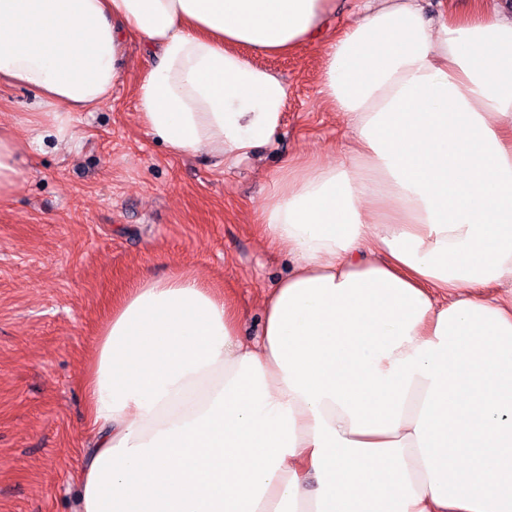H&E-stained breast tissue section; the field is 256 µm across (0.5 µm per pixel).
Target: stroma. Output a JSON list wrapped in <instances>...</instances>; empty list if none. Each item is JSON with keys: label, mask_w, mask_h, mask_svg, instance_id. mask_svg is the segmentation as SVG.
Wrapping results in <instances>:
<instances>
[{"label": "stroma", "mask_w": 512, "mask_h": 512, "mask_svg": "<svg viewBox=\"0 0 512 512\" xmlns=\"http://www.w3.org/2000/svg\"><path fill=\"white\" fill-rule=\"evenodd\" d=\"M288 87L270 143L231 167L171 154L140 125L149 70L128 36L111 98L75 115V146L24 154L0 200V512H70L89 439L84 374L113 304L142 279L189 272L230 297L238 334L262 330L261 298L288 272L255 224L286 161L331 160L344 133L305 48L254 56Z\"/></svg>", "instance_id": "35a3bbf8"}]
</instances>
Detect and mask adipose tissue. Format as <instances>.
Segmentation results:
<instances>
[{"label":"adipose tissue","mask_w":512,"mask_h":512,"mask_svg":"<svg viewBox=\"0 0 512 512\" xmlns=\"http://www.w3.org/2000/svg\"><path fill=\"white\" fill-rule=\"evenodd\" d=\"M0 0V199L22 154L76 141L126 33L140 123L177 155L248 157L288 88L250 54L315 46L341 162L286 164L258 215L288 273L260 338L190 273L130 287L84 381L72 512H512V17L475 0ZM36 101L33 91L4 83L0 84V119L5 123L14 121L22 112H29Z\"/></svg>","instance_id":"adipose-tissue-1"}]
</instances>
